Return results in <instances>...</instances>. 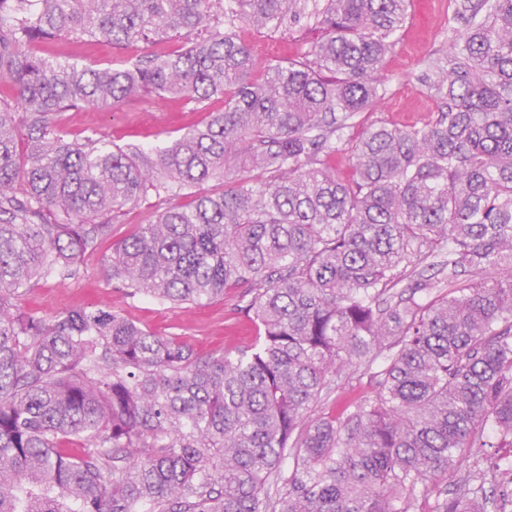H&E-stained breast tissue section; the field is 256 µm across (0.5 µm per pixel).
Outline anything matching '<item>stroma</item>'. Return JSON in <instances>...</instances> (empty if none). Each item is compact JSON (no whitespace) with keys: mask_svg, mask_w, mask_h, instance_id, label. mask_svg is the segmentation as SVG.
I'll return each mask as SVG.
<instances>
[{"mask_svg":"<svg viewBox=\"0 0 512 512\" xmlns=\"http://www.w3.org/2000/svg\"><path fill=\"white\" fill-rule=\"evenodd\" d=\"M242 40L252 46L258 64L294 58L299 46L292 35L245 26ZM448 50V0H414L413 10L388 55L383 70L386 94L373 107L358 113L353 128L337 142L331 166L345 179L351 178L349 162L360 134L370 126L387 122L400 127H421L435 118L440 102L422 85L426 62ZM145 44L123 49L99 42L63 41L41 47L40 52L78 64L129 63L150 53ZM222 99H213L207 109L172 97L131 98L117 108H86L65 113L61 126L68 139L83 140L98 133L110 135L119 147L158 148L183 132L202 124L208 111L223 109ZM154 199L124 209L115 218L112 232L99 248L86 254L78 278L47 280L19 302L27 312L49 317L76 308L111 307L131 322L167 336H175L200 353L212 354L250 345L256 328L242 312L241 291L232 288L223 298L202 304L161 305L147 297L131 299L109 276L108 259L120 240L149 223ZM374 381L369 374L355 371L351 378L318 407L319 412L340 415L355 401L371 395Z\"/></svg>","mask_w":512,"mask_h":512,"instance_id":"1","label":"stroma"}]
</instances>
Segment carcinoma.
I'll use <instances>...</instances> for the list:
<instances>
[{"label": "carcinoma", "instance_id": "carcinoma-1", "mask_svg": "<svg viewBox=\"0 0 512 512\" xmlns=\"http://www.w3.org/2000/svg\"><path fill=\"white\" fill-rule=\"evenodd\" d=\"M409 7L0 0V512H414L466 451L474 470L431 512H512V0H453L435 119L366 130L350 181L327 165L382 96ZM307 21L317 41L255 75L240 27ZM60 40L167 48L107 67L33 51ZM139 94L224 109L150 154L65 139L64 113ZM150 191L112 278L173 305L242 288L252 346L204 355L103 308L21 311ZM445 249L448 291L425 300L411 273ZM361 368L374 395L317 413Z\"/></svg>", "mask_w": 512, "mask_h": 512}]
</instances>
